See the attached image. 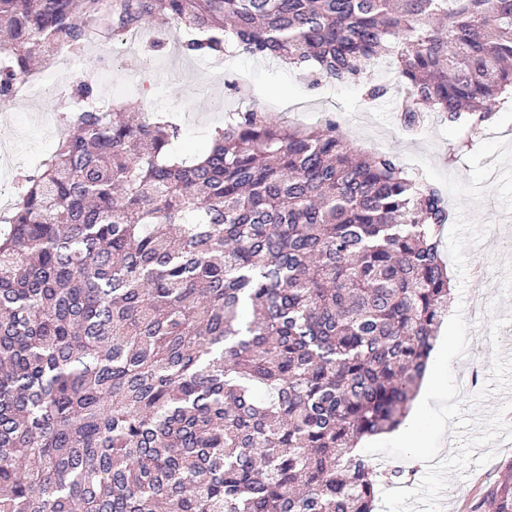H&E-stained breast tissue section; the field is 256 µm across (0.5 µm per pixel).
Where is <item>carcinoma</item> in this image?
Instances as JSON below:
<instances>
[{
  "instance_id": "obj_1",
  "label": "carcinoma",
  "mask_w": 512,
  "mask_h": 512,
  "mask_svg": "<svg viewBox=\"0 0 512 512\" xmlns=\"http://www.w3.org/2000/svg\"><path fill=\"white\" fill-rule=\"evenodd\" d=\"M181 25L313 81L398 40L400 121L482 129L512 98V0H0V99L87 26ZM0 210V512H373L355 453L407 416L451 302L441 192L336 122L251 109L186 164L180 128L91 82ZM479 512H512V477Z\"/></svg>"
}]
</instances>
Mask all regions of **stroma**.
Listing matches in <instances>:
<instances>
[{
	"label": "stroma",
	"instance_id": "obj_1",
	"mask_svg": "<svg viewBox=\"0 0 512 512\" xmlns=\"http://www.w3.org/2000/svg\"><path fill=\"white\" fill-rule=\"evenodd\" d=\"M395 55L372 66L368 80L386 86L370 100L360 86L311 84L309 76L246 54L214 60L183 53L171 38L148 26L110 31L94 24L80 50L61 52L35 65L32 75L51 91L0 100V136L10 143L0 182L20 186L48 158L69 112L71 91L87 78L97 82L103 110L124 106L127 115L158 112L178 122L175 146L192 162L211 146L215 127L237 113L257 109L266 120L315 127L333 120L351 147L393 157L410 175L440 187L451 212L444 231L445 260L454 277L453 303L469 325L465 354L453 360L454 375L480 364L477 387H460L459 398L476 417L512 403V106L497 108L480 136L466 140L462 126L429 113L421 129L402 126L394 82ZM492 458L452 477L443 512H473L485 486L512 467V440L497 439Z\"/></svg>",
	"mask_w": 512,
	"mask_h": 512
}]
</instances>
